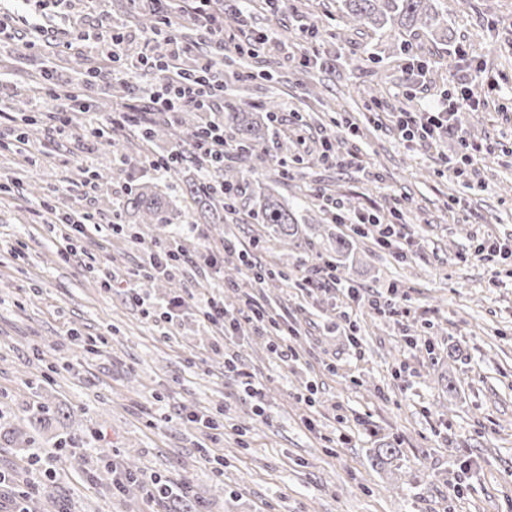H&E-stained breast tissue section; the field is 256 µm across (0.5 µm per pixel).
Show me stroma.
<instances>
[{
	"label": "stroma",
	"mask_w": 512,
	"mask_h": 512,
	"mask_svg": "<svg viewBox=\"0 0 512 512\" xmlns=\"http://www.w3.org/2000/svg\"><path fill=\"white\" fill-rule=\"evenodd\" d=\"M442 2L469 65L505 77L487 88L484 107L460 103L470 139L491 146L475 163L477 187L453 166L455 137L409 146L396 126L400 109L419 112L456 93L453 46L421 34L401 52L387 37L349 27L338 0H288L277 14L246 0L242 24L225 28L224 63L239 74L228 97L282 104L269 145L275 163L262 179L304 222L308 245L299 250L269 237L246 198L233 224H203L186 212L180 176L149 170L134 133L110 124L112 109L134 104L139 74H124L127 87L108 109L93 89L83 124L62 127L36 112L45 70L56 89H71L69 61L87 53L76 35L95 19L78 6L63 19L44 0H0L14 19L13 36L0 40V109L15 112L12 94L21 91V106L39 120L20 148L16 123L0 124V423L18 425L37 401L51 408L35 446L60 462L40 496L67 512H184L192 499L203 512H512V258L473 256L484 238L512 239V0ZM308 22L318 28L322 64L314 69L301 62L299 28ZM267 29V43L242 52ZM409 54L426 65V85L404 69ZM318 93L332 111L318 105ZM377 101L385 110L375 115ZM106 125L111 143L93 140L92 128ZM325 127L339 131L338 154L356 153L359 167L319 162ZM89 165L108 175L93 193L79 178ZM145 182L180 212L161 236L123 214L122 232H89L67 253L62 225L34 214L45 201L106 220L113 198ZM325 194L348 215L400 207L411 246L383 250L322 219ZM340 236L354 244L342 274L361 290L360 302L299 286ZM176 238L189 252L209 249L228 269L243 249L287 272L253 294L297 328L289 339L295 361L282 362L270 337L246 321L226 341L191 314L163 335L154 316L107 290V271L135 268L147 248ZM392 285L409 309L397 319L368 303ZM140 286L164 303L214 282L201 263ZM344 310L361 353L345 334ZM228 349L263 383L265 417L225 373ZM62 408L75 412L65 426ZM192 413L215 417L222 437L187 422ZM116 466L180 478L185 493L161 505L134 482L113 494Z\"/></svg>",
	"instance_id": "35a3bbf8"
}]
</instances>
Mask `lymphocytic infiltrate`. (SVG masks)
Instances as JSON below:
<instances>
[{
	"mask_svg": "<svg viewBox=\"0 0 512 512\" xmlns=\"http://www.w3.org/2000/svg\"><path fill=\"white\" fill-rule=\"evenodd\" d=\"M131 66L146 76L161 74L164 78V87L159 92L150 85L139 87V94L149 100L148 107L127 108L113 117V124L136 131L149 124L150 110L154 107L165 109L173 117L187 107L203 109L212 113L213 118L201 128L197 148L211 156L216 164H223L229 154L224 138V122L221 118L224 111V91L209 85L207 74L212 67L211 61H201L196 73H188L182 67L181 48L177 41H170L168 49L161 53L156 48L153 34L145 33L141 36V52L137 59L132 61ZM398 129L405 141L422 144L433 143L445 134L461 137L463 152L460 162L466 168L470 167L474 158L486 149L485 144L464 139L460 111L452 101L442 107H432L423 112L399 113ZM194 262L192 255L183 251L179 245L171 244L151 250L146 260L137 268L123 273H107L105 284L107 288L119 289L131 305L144 307L148 305L149 298L139 286L140 279L158 275L170 276ZM187 308L193 309L201 322L223 334L235 333L240 320H248L262 335L273 337V349L282 361H290L294 356L280 324L269 317L264 305L255 297L242 296L239 307L231 310L224 304L223 293H190L168 303L163 307L159 317L166 323L175 324Z\"/></svg>",
	"mask_w": 512,
	"mask_h": 512,
	"instance_id": "obj_1",
	"label": "lymphocytic infiltrate"
}]
</instances>
